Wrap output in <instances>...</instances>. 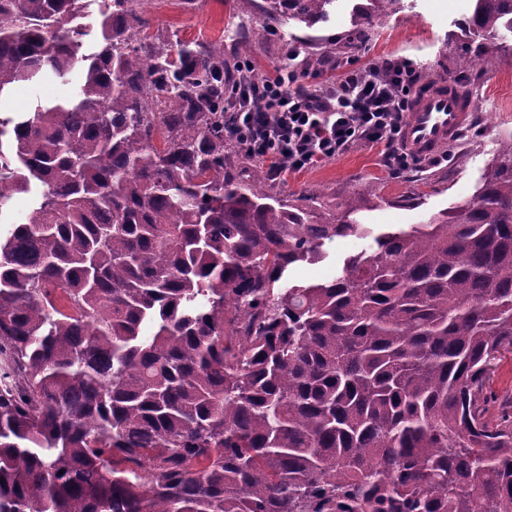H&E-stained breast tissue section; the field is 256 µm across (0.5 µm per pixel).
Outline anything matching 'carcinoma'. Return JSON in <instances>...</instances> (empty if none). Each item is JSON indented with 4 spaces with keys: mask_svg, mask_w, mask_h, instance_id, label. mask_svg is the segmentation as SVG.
Masks as SVG:
<instances>
[{
    "mask_svg": "<svg viewBox=\"0 0 512 512\" xmlns=\"http://www.w3.org/2000/svg\"><path fill=\"white\" fill-rule=\"evenodd\" d=\"M142 2L0 0V98L83 76L0 116V206L39 192L0 234V512H512L491 387L512 354V141L471 204L408 227L360 223L365 196L281 197L224 135L241 62L147 40ZM336 2L262 10L312 27ZM474 2L463 70L512 52V0ZM347 237L373 244L287 281ZM81 73L73 72L68 81L47 79L38 85H20L12 94L2 99L1 116H10L11 112L29 111L37 100H60L74 95L79 88Z\"/></svg>",
    "mask_w": 512,
    "mask_h": 512,
    "instance_id": "cac0c4a2",
    "label": "carcinoma"
}]
</instances>
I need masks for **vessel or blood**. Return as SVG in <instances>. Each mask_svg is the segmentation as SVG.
<instances>
[{
    "label": "vessel or blood",
    "mask_w": 512,
    "mask_h": 512,
    "mask_svg": "<svg viewBox=\"0 0 512 512\" xmlns=\"http://www.w3.org/2000/svg\"><path fill=\"white\" fill-rule=\"evenodd\" d=\"M472 115L471 100L452 82L428 78L403 117L402 143L414 157L435 156L456 140Z\"/></svg>",
    "instance_id": "b4317fda"
}]
</instances>
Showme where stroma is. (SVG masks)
Here are the masks:
<instances>
[{
    "label": "stroma",
    "instance_id": "35a3bbf8",
    "mask_svg": "<svg viewBox=\"0 0 512 512\" xmlns=\"http://www.w3.org/2000/svg\"><path fill=\"white\" fill-rule=\"evenodd\" d=\"M195 2V8L188 9L182 0H144L149 35L175 33L185 40L220 42L231 59L237 57L241 43H249L257 76L274 74L288 65L301 73L302 84L310 90L341 78L346 70L388 60L410 63L420 79L441 77L470 90L474 111L481 119L471 122L442 158L395 173L384 165L379 148L358 145L310 170L269 178L271 189L282 196L317 191L331 204L341 205L369 192L374 206L364 212L363 223L418 224L472 201L500 142L512 137V56L502 55L486 69L464 71L454 64L456 47L462 42L457 24L471 14L473 0H401L396 13L374 23L371 41L363 51L351 40L353 7L358 0H340L326 22L310 28L293 21L269 24L258 0ZM80 80L76 71L65 81L47 79L34 86H18L0 100V115L29 111L39 100L71 97ZM369 245V240L356 237L336 240L327 245L325 261L300 264L289 278L301 282L328 279L346 257Z\"/></svg>",
    "mask_w": 512,
    "mask_h": 512
}]
</instances>
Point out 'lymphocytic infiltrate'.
<instances>
[{
	"label": "lymphocytic infiltrate",
	"instance_id": "obj_1",
	"mask_svg": "<svg viewBox=\"0 0 512 512\" xmlns=\"http://www.w3.org/2000/svg\"><path fill=\"white\" fill-rule=\"evenodd\" d=\"M418 81L413 67L390 61L346 73L329 89H304L297 71L247 75L224 93V127L252 154L268 160L271 175L299 172L358 144L382 145L384 164L409 168L401 125Z\"/></svg>",
	"mask_w": 512,
	"mask_h": 512
}]
</instances>
